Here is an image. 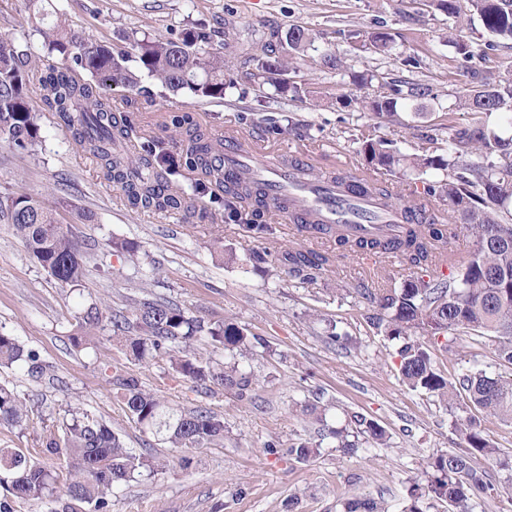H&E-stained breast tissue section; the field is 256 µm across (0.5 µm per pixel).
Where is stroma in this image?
<instances>
[{"label": "stroma", "instance_id": "obj_1", "mask_svg": "<svg viewBox=\"0 0 512 512\" xmlns=\"http://www.w3.org/2000/svg\"><path fill=\"white\" fill-rule=\"evenodd\" d=\"M51 3L92 38L126 49L137 39L177 37L193 25L214 30L213 47L230 63L223 99L174 93L148 77L141 81L142 92L113 89L112 104L131 126L126 146L132 154L152 136L160 148L180 156V141L163 125L171 115L187 114L212 135L236 125L261 137L270 152L317 151V173L339 160L364 167L359 138L373 118L341 107L336 99L379 94L378 83L358 80L374 73L406 83L398 121L380 127L379 136L406 154L444 155L449 128L473 123L471 114L449 111L455 97L512 78V44L492 47L491 35L474 19L462 27L474 55L463 57L449 45V20L431 0ZM29 14L28 0H0V32L12 33L51 64L29 30ZM293 26L308 29L318 46L290 75L307 90L301 99L259 85L250 60L274 34ZM378 31L389 34L390 50L361 49V42ZM324 50L343 60V70L324 63ZM288 124L293 135L275 134V127ZM19 193L57 207L86 252L87 274L75 285L57 281L12 225L0 223V333L18 337L51 367L38 380L19 367L0 368V384L25 396L29 409L24 426L0 425V448L36 450L46 419L72 405L110 426L128 447H147L170 460L166 470L122 486L112 499V512H336L340 501L353 495L382 499L391 512H400L429 456L462 451L454 429L457 410L406 386L393 342L370 324L371 308L349 292L357 283L377 288L384 277L400 285L408 271L398 259L368 267L356 257L337 258L322 277L304 284L282 272H256L248 261L251 251L288 248L297 240L289 225L276 223L275 236L267 237L254 230L250 210L228 220L218 189L200 199L190 218L133 208L119 187L100 179L62 120L48 111L32 150L0 143V199ZM81 210L92 212L94 223H80L76 214ZM218 235L224 238L220 250L211 246ZM123 240L137 243L138 252L115 249V242ZM137 297L170 300L211 321L234 318L273 346V354L243 361L259 379L249 400L221 387L191 390L172 378L164 357L135 366L143 386L170 406L203 407L223 416V443L171 448L157 437H145L99 374L103 362L127 365L124 350L105 330L94 343L73 345L77 318L90 304L125 312ZM335 334L341 343L332 342ZM431 350L436 367L447 376L474 364L492 375L501 371L484 345L466 343L448 353L435 343ZM299 401L315 404V415L337 426L347 424L351 414H362L383 427L387 440L361 442L356 453L347 454L327 439L308 461L289 459L288 446L315 434V416L295 411Z\"/></svg>", "mask_w": 512, "mask_h": 512}]
</instances>
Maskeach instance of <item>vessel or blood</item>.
Wrapping results in <instances>:
<instances>
[{"label":"vessel or blood","mask_w":512,"mask_h":512,"mask_svg":"<svg viewBox=\"0 0 512 512\" xmlns=\"http://www.w3.org/2000/svg\"><path fill=\"white\" fill-rule=\"evenodd\" d=\"M213 146L214 160L221 163L226 178L263 190L269 213L287 224H324L353 239L393 237L402 225L414 223L416 214L428 210L420 203L415 213H406L387 205L370 187L355 190L331 174L308 177L307 162L294 152L260 160L258 140L234 128L221 133Z\"/></svg>","instance_id":"b4317fda"}]
</instances>
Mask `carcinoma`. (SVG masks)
Masks as SVG:
<instances>
[{
    "label": "carcinoma",
    "mask_w": 512,
    "mask_h": 512,
    "mask_svg": "<svg viewBox=\"0 0 512 512\" xmlns=\"http://www.w3.org/2000/svg\"><path fill=\"white\" fill-rule=\"evenodd\" d=\"M448 17L475 15L490 34L512 41V0H437ZM31 27L46 51L60 57L57 66L42 67L40 60L21 49L16 38L0 34V142L28 151L40 138V113L28 95L36 85L42 91L46 110L54 112L71 130L82 152L90 158L102 178L115 184L129 204L158 214L190 212L195 195L169 181L174 162L151 150L129 156L119 150L128 136V126L114 114L112 87L137 88L145 74L173 92L185 91L198 98H224V56L212 51V36L203 27L184 29L176 38L135 41L137 68L128 65L127 52L114 49L72 28L65 14L47 9L44 0H32ZM318 50L311 33L300 27L278 37L275 50H263L254 58L256 69L276 91L297 97L301 87L279 75L297 68L307 50ZM401 88L392 81L372 98L342 95L337 103L355 106L373 114L378 124L397 114ZM449 108L474 114H506L512 124V78L487 82L455 97ZM172 126L184 142L182 157L188 168L201 170L196 186L224 182V171L211 160L213 138L201 133L187 118L172 117ZM364 175L405 174L420 176L432 170L446 176L425 181L426 193L448 203V220L428 217L426 224H409L401 235L391 238L349 240L339 238L342 256L364 253L397 257L411 270L399 288H376L363 292L346 289L366 299L375 311L373 326L396 350L403 381L414 391L437 397L452 407L460 396L467 407L512 425V137H503L481 125L448 135V156L406 155L377 137L372 126L362 135ZM374 191L408 209L415 200L401 201L387 181L377 180ZM232 205L263 215L261 193L233 188L225 191ZM13 226L28 251L55 279L65 284L82 280L83 255L70 225L58 218L56 210L42 199L20 194L0 200V220ZM464 231L473 240L467 260L447 261L448 275L436 272L439 252L451 233ZM254 268L285 267L290 277L304 282L327 270L330 257L290 247L279 254L256 252ZM109 323L112 340L121 344L127 358L141 363L156 356L169 358L170 367L182 381L195 386L211 384L235 390L244 398L256 386L252 372L240 367V359L255 349L269 348L264 339L247 333L234 319L209 322L185 313L172 302L140 298L128 315H104L96 305L79 316L81 335L76 344L97 336ZM452 336L456 342L472 336L492 343L493 354L508 371L490 376L475 366L452 378L434 365L427 341ZM207 339L224 352V365L216 368L197 356L195 343ZM0 365L26 369L40 378L45 365L37 353L26 348L16 336L0 334ZM105 384L119 397L131 418L145 433L162 438L172 448H204L224 441V417L204 408L178 410L167 405L158 393L145 388L130 369L102 368ZM29 417L24 398L0 384V424L20 426ZM355 429H320V441L291 445L288 456L307 461L319 454L321 441L336 440L345 452L358 448L359 436L386 442V433L373 420L353 415ZM455 431L467 451H442L426 462L424 483L410 492L401 512H428L434 503H445L448 512H474V497L494 490L486 467L512 472V456L504 454L485 435L474 415L460 418ZM40 453L64 459L69 477L60 482L51 466L34 461L19 448H0V487L12 495L46 507V512H111L112 496L121 485L145 473L165 467L147 451L136 453L118 433L86 412L73 410L70 418L43 427ZM344 512H388L385 503L374 498L350 497Z\"/></svg>",
    "instance_id": "cac0c4a2"
}]
</instances>
